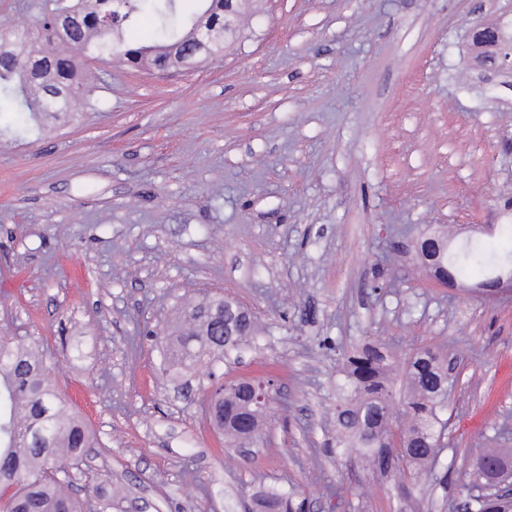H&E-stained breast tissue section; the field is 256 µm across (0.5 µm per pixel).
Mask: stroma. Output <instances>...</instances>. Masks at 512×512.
Listing matches in <instances>:
<instances>
[{
	"label": "stroma",
	"instance_id": "obj_1",
	"mask_svg": "<svg viewBox=\"0 0 512 512\" xmlns=\"http://www.w3.org/2000/svg\"><path fill=\"white\" fill-rule=\"evenodd\" d=\"M512 0H252L188 70L84 60L82 107L0 111V335L37 341L86 421L85 481L146 512H452L483 448H512V296L437 281L418 246L505 245L512 91L482 94L473 22ZM223 293L262 332L217 379L171 381L160 335ZM427 348L454 384L433 474L383 475L335 444L339 349ZM273 380L263 438L225 447L215 380ZM343 488L331 496L326 484ZM293 493L288 489L271 488L260 492L254 500L253 512H293Z\"/></svg>",
	"mask_w": 512,
	"mask_h": 512
}]
</instances>
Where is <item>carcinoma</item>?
Instances as JSON below:
<instances>
[{"label":"carcinoma","instance_id":"carcinoma-1","mask_svg":"<svg viewBox=\"0 0 512 512\" xmlns=\"http://www.w3.org/2000/svg\"><path fill=\"white\" fill-rule=\"evenodd\" d=\"M201 12L176 26L177 0H46L33 28L44 43L26 47L29 32L0 33V94L11 96L17 108L33 116L69 111L83 93L73 56L54 50L60 41L83 57L113 59L135 67L191 68L224 50V0H201ZM152 13L159 20L151 38L136 40V17ZM204 20L212 40L191 42L198 20ZM439 255L430 239L420 243L423 258L431 261L434 276L452 280L483 270L492 259L483 246L471 241L448 260V243L437 239ZM224 300L213 296L205 304L188 307L191 320L166 334L162 364L171 372L181 367L205 368L208 375L224 359L256 339V324L249 319L235 336H209L198 322L202 306ZM341 378L336 381V447L369 460L381 473L402 468L424 472L432 466L444 439L447 420L448 369L429 350H420L406 363L399 377L404 392L395 388L397 375L386 344L369 341L341 350ZM224 406L207 403L209 418L224 415V443L237 448L244 441L246 421L254 411L245 385L226 388ZM405 423L392 424L396 407ZM97 447L94 434L59 393L53 368L34 343L0 336V512H82L83 502L69 493L73 471ZM95 508L112 512L120 505L112 491L93 488ZM465 512H512V496L496 492L470 497ZM253 512H294L293 493L282 488L260 492Z\"/></svg>","mask_w":512,"mask_h":512}]
</instances>
